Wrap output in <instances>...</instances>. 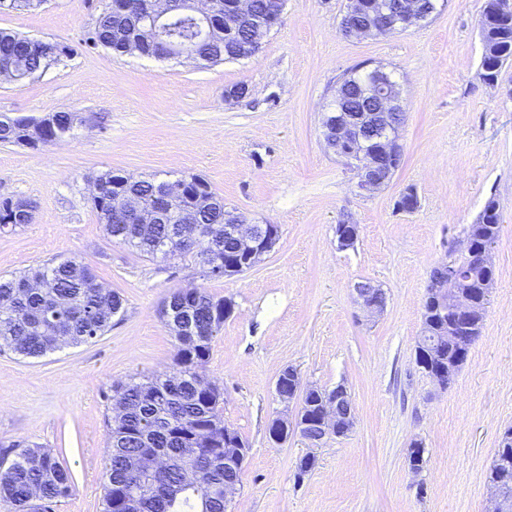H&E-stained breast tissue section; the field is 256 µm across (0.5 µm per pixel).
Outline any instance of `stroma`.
Returning a JSON list of instances; mask_svg holds the SVG:
<instances>
[{
	"mask_svg": "<svg viewBox=\"0 0 512 512\" xmlns=\"http://www.w3.org/2000/svg\"><path fill=\"white\" fill-rule=\"evenodd\" d=\"M111 0H46L0 12V29L69 46L62 61L22 83L0 82V115L58 111L80 120L38 151L0 144V198L30 200L31 223L0 233V275L65 255L118 293L123 312L94 341L38 359L0 350V442L49 449L68 467L71 495L56 512H101L109 397L129 376L173 370L160 309L173 289L229 297L234 315L214 336L205 372L224 391V422L249 445L229 512H485L490 468L512 427V61L497 86L480 78L483 0H438L426 24L376 38L340 30L347 0H286L280 24L249 59L200 68L85 45ZM363 62L395 71L404 98L402 161L390 181L359 195L328 150L321 119L339 78ZM246 85L245 98L225 90ZM200 176L226 208L277 225L279 241L241 276L205 279L194 258L153 261L112 242L89 201L92 175ZM414 190L417 210H398ZM496 199L501 231L494 285L479 337L448 387L418 368L415 346L433 267L460 253L470 224ZM359 227L336 247L337 224ZM385 293L365 316L354 286ZM345 386L355 424L316 450L272 443L278 373ZM424 461L410 471L409 449Z\"/></svg>",
	"mask_w": 512,
	"mask_h": 512,
	"instance_id": "stroma-1",
	"label": "stroma"
}]
</instances>
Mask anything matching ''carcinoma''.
<instances>
[{
	"mask_svg": "<svg viewBox=\"0 0 512 512\" xmlns=\"http://www.w3.org/2000/svg\"><path fill=\"white\" fill-rule=\"evenodd\" d=\"M45 0H0V10H34ZM154 0H123L119 11L108 8L97 18L86 44L116 55L124 54L133 42L141 54L159 56L157 35L181 47L202 67L254 56L255 26L269 15L270 0H252V14L233 22L224 32V23L210 28L183 11L176 0H167V12L154 32L147 12ZM497 0H483L479 19L487 54L481 58V73L498 77L503 64L512 60V22L492 19ZM70 48L60 42H36L13 31L0 29V69L24 82L60 61ZM378 65L362 63L344 75L336 85L329 112H374L378 99L369 94L377 81ZM51 123L36 129L46 147L72 135L77 114L59 111L50 114ZM105 192L119 183L139 209L184 211L194 216L206 234L216 238L217 249L184 245L179 241L183 225L176 223L122 224L112 218L104 199L91 201L99 221L112 240L132 248L152 260L166 261L193 254L200 266L222 263L238 257L237 243L224 237V198L200 179L188 188L190 195L169 199L160 182L135 180L103 171L95 177ZM501 217L496 200L484 206L478 222L471 225L477 237L497 239ZM458 280L448 294L460 289L461 281L479 282L484 272L467 259L456 270ZM183 319L191 308L194 334L183 333L163 320L174 339L176 372L166 376H131L114 385L112 400L123 410L107 420L108 438L103 470L102 512H224V501L204 497L210 486L224 484L231 474L224 469V393L204 377L214 333L224 324V299H216L204 289L179 288L170 293ZM120 296L98 287L91 268L72 256L28 269L10 277H0V347L18 355L37 359L63 346L88 343L112 326V318L122 311ZM435 338L437 354L448 358V329L441 321H423V343ZM146 454L166 460V470L157 478L146 474L140 459ZM512 447L498 448L490 477L507 476L501 461ZM9 462L0 467V512H55L58 503L72 492V477L49 449L22 442L0 444V456Z\"/></svg>",
	"mask_w": 512,
	"mask_h": 512,
	"instance_id": "cac0c4a2",
	"label": "carcinoma"
}]
</instances>
